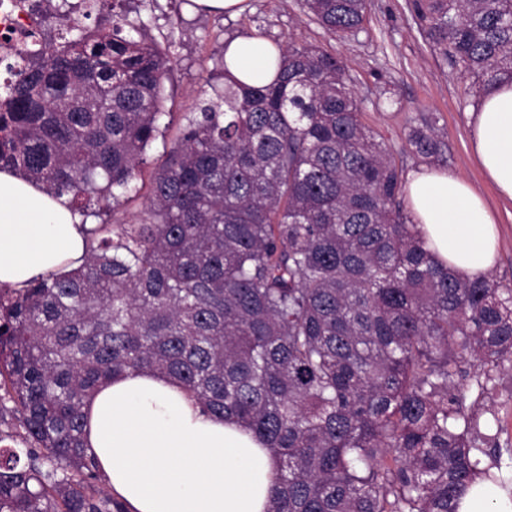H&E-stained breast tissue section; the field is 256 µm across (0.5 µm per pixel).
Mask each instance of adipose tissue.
I'll return each instance as SVG.
<instances>
[{"label": "adipose tissue", "instance_id": "ef3b65f1", "mask_svg": "<svg viewBox=\"0 0 512 512\" xmlns=\"http://www.w3.org/2000/svg\"><path fill=\"white\" fill-rule=\"evenodd\" d=\"M271 45L242 35L225 58L260 85ZM471 148L498 196L512 202V80L471 109ZM413 220L436 261L473 277L495 264L496 220L464 179L423 167L406 184ZM88 227L67 198L0 170V286L17 290L78 266ZM83 446L130 512H267L276 465L245 424L204 411L175 379L149 370L115 377L85 402Z\"/></svg>", "mask_w": 512, "mask_h": 512}]
</instances>
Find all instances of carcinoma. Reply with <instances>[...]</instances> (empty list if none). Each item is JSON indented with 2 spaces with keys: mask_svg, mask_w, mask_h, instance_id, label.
<instances>
[{
  "mask_svg": "<svg viewBox=\"0 0 512 512\" xmlns=\"http://www.w3.org/2000/svg\"><path fill=\"white\" fill-rule=\"evenodd\" d=\"M104 2L62 0L57 44L31 41L0 85V170L84 217L136 190L171 71L144 21L106 19ZM414 6L476 92L512 78V0ZM303 8L339 39L368 13L367 0ZM275 47L263 86L220 60L224 84L186 116L139 222L90 231L67 274L0 290V419L23 430L0 448V512H126L84 452L83 407L106 378L142 369L266 443L268 512H458L478 480L512 486V440L484 406L512 375V286L423 248L403 166L336 54ZM435 125L420 114L406 145L444 163Z\"/></svg>",
  "mask_w": 512,
  "mask_h": 512,
  "instance_id": "1",
  "label": "carcinoma"
}]
</instances>
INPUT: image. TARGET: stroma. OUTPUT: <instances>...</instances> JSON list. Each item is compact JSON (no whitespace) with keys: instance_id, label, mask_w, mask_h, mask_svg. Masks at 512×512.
I'll return each mask as SVG.
<instances>
[{"instance_id":"obj_1","label":"stroma","mask_w":512,"mask_h":512,"mask_svg":"<svg viewBox=\"0 0 512 512\" xmlns=\"http://www.w3.org/2000/svg\"><path fill=\"white\" fill-rule=\"evenodd\" d=\"M139 11L150 33L173 53L172 70L165 82L164 130L146 152L139 196L117 208L101 207L99 221L131 222L144 210L148 178L163 161L185 123L196 97L216 81L219 47L240 35H264L269 42L288 39L324 46L336 52L353 78V90L365 107L364 121L391 147L405 172L422 162L406 147L405 135L419 113H433L439 137L447 146L448 173L473 183L490 199L500 229L498 257L491 274L512 284V204L495 200L470 147L469 111L478 98L471 81L446 64L426 41L412 0H369L366 31L342 41L308 21L300 0H244L233 15L201 12L180 0H128Z\"/></svg>"}]
</instances>
